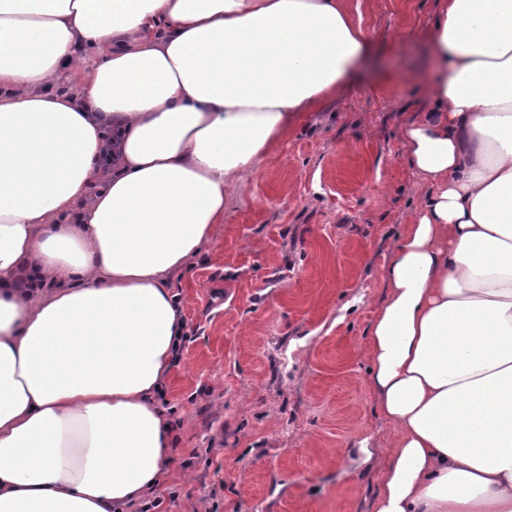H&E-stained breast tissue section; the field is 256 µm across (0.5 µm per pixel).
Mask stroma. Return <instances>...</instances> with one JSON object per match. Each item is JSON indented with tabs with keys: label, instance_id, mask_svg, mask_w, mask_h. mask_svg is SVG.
<instances>
[{
	"label": "stroma",
	"instance_id": "obj_1",
	"mask_svg": "<svg viewBox=\"0 0 512 512\" xmlns=\"http://www.w3.org/2000/svg\"><path fill=\"white\" fill-rule=\"evenodd\" d=\"M371 42L342 98L293 122L174 275L185 340L158 406L178 425L156 512H372L390 451L364 355L419 202L404 128L429 109L441 0H348Z\"/></svg>",
	"mask_w": 512,
	"mask_h": 512
}]
</instances>
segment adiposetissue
<instances>
[{"mask_svg":"<svg viewBox=\"0 0 512 512\" xmlns=\"http://www.w3.org/2000/svg\"><path fill=\"white\" fill-rule=\"evenodd\" d=\"M421 203L365 349L373 512H512V0H445ZM369 49L345 0H0V512H129L173 463L169 276ZM81 72L84 93L51 91Z\"/></svg>","mask_w":512,"mask_h":512,"instance_id":"ef3b65f1","label":"adipose tissue"}]
</instances>
